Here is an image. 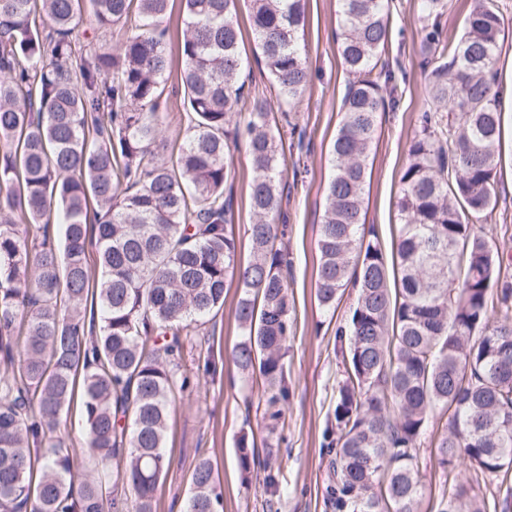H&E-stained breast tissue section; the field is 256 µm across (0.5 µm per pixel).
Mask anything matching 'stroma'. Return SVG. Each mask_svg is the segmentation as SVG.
<instances>
[{
    "mask_svg": "<svg viewBox=\"0 0 512 512\" xmlns=\"http://www.w3.org/2000/svg\"><path fill=\"white\" fill-rule=\"evenodd\" d=\"M340 0H307V22L300 35L311 79L295 100L290 121L300 140H284L288 162L303 160L307 171L298 181L287 182L284 207L288 214V250L292 258L288 302L294 319L292 334L283 349L288 398L281 415L265 413L263 382L243 374L233 363L231 350L240 338L235 318L238 288H228L224 307L197 333L183 337L182 370L187 387L177 393L170 409L166 452L171 464L161 480L155 512H185L191 477L200 459H210L217 469V486L223 512H334L329 504L331 478L327 452L343 367L336 329L345 324L356 299L346 289L335 310L320 308L314 298L320 261L317 238L325 206L326 186L333 174L329 147L342 119L341 104L348 74L339 51ZM423 0H389L388 41L382 62L395 74L396 110L381 113L369 157L365 184L366 225L374 227L385 254H392L399 235L397 201L400 175L420 116L427 105V82L421 67ZM117 29L98 28L83 16L75 31V52L69 68L79 70L91 50L116 48ZM182 63L173 58L167 86L171 88L162 110L163 157H170L184 133L183 110L175 95ZM493 193L497 206L477 228L500 255L507 257L501 275L512 282V137L501 144ZM235 181L232 190L233 231L238 260H247V228L252 221L248 185L252 176L245 149L233 153ZM441 416L432 418L422 439L419 471L425 488L423 507L432 512L444 480L463 484L487 503L500 501L499 486L484 483L466 464L442 470L434 445L445 428ZM247 438L260 459L250 475L239 467L237 445ZM274 485H267V476Z\"/></svg>",
    "mask_w": 512,
    "mask_h": 512,
    "instance_id": "stroma-1",
    "label": "stroma"
}]
</instances>
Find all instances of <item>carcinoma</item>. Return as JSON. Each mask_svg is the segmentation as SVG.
Masks as SVG:
<instances>
[{"mask_svg": "<svg viewBox=\"0 0 512 512\" xmlns=\"http://www.w3.org/2000/svg\"><path fill=\"white\" fill-rule=\"evenodd\" d=\"M170 0H0V512H106L131 487L155 512L169 465V406L181 332L240 288L235 365L267 384L270 417L287 399L281 349L291 333L281 185L284 130L245 90L238 0H181L180 86L187 119L178 154L158 151L171 56L159 28ZM250 28L277 97L308 83L299 44L306 0H250ZM340 53L352 79L333 141V176L319 225L315 296L336 308L357 288L343 355L331 461L336 512H422L421 438L447 416L439 464L476 467L488 482L512 470V326H493L488 299L512 309L501 260L474 221L496 206L501 91L494 65L503 20L479 0L462 35H443L446 0H424L429 104L400 176V236L389 263L365 227L364 186L378 115L393 111L395 76L379 65L385 0H340ZM122 24L118 52L68 67L85 9ZM42 12L49 30L32 26ZM252 177L250 256L236 262L231 144ZM59 216L62 237H51ZM95 255L97 277L90 272ZM84 420L77 454L59 434L71 404ZM244 472L258 464L247 438ZM89 459L95 474H81ZM215 468H194L186 512H220ZM435 512H486L444 483Z\"/></svg>", "mask_w": 512, "mask_h": 512, "instance_id": "cac0c4a2", "label": "carcinoma"}]
</instances>
